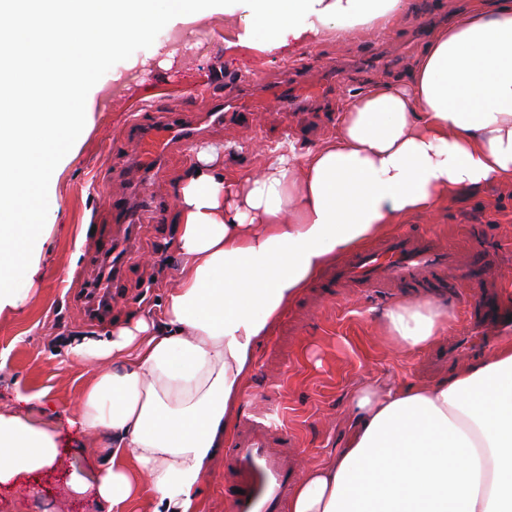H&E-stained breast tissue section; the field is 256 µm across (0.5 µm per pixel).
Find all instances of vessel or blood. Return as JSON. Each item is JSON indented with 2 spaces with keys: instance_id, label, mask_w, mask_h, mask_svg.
I'll return each instance as SVG.
<instances>
[{
  "instance_id": "obj_1",
  "label": "vessel or blood",
  "mask_w": 512,
  "mask_h": 512,
  "mask_svg": "<svg viewBox=\"0 0 512 512\" xmlns=\"http://www.w3.org/2000/svg\"><path fill=\"white\" fill-rule=\"evenodd\" d=\"M189 138L188 129L174 123L165 127L148 125L134 162L139 165L148 159L158 160L166 142ZM485 264L481 246H474L469 264L460 265L453 250L433 236L395 234L383 239L378 247L352 253L330 269L320 285L331 297L344 282L429 288L449 272L455 280L469 284L481 281ZM463 302L465 313L481 323L493 324L501 317L495 295L468 294ZM244 419L245 426L224 452V501L228 512H284L299 480L288 454L296 447L297 437L288 428L266 425L261 415L249 412Z\"/></svg>"
}]
</instances>
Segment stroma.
<instances>
[{"label":"stroma","instance_id":"stroma-1","mask_svg":"<svg viewBox=\"0 0 512 512\" xmlns=\"http://www.w3.org/2000/svg\"><path fill=\"white\" fill-rule=\"evenodd\" d=\"M470 2L402 0L386 31L372 35L354 30L342 38L323 34L272 52L235 45V21L217 14L206 21L211 35L199 47L193 44L195 24L178 26V40L163 46L170 67H161L159 58L137 43L117 57L120 70L136 71L137 80L98 97L90 131L73 145L71 162L64 167L51 163L44 170L45 178L56 186L58 208L48 219L41 280L22 311L0 314V410L68 434L65 413L78 405L83 385L98 371L111 368L112 362H67L66 345L74 339L111 335L114 325L129 316L155 315L159 300L176 286L175 190L200 150L223 148L225 171L257 177L263 172L267 147L288 141L302 150L318 146L334 135L356 94L376 82L404 79L433 28L447 25ZM187 43L193 45L192 53H184ZM234 73L252 74L259 83L225 115L223 124L202 130L190 147L171 146L145 171L133 167L141 136L134 116L150 108L160 120L170 121L206 111L208 100L189 98V89L223 90ZM333 80L348 81L349 86L322 93V86ZM285 89L310 97V104L285 111L277 101ZM114 195L127 196L135 215L131 227L114 222ZM394 230L435 234L463 262L473 245L481 244L494 277L503 282L500 298L512 297L511 185L490 183L461 190L432 213L406 218ZM110 236L122 253L121 270L111 278V305L93 319L85 302L112 268L99 253ZM463 289V284H453L438 298L446 321L440 341L408 353L388 337L384 315L399 304L423 305L418 289L364 285L341 289L329 302L318 282H311L273 335L258 345L241 409H271L277 424L297 434V467L323 463L346 442L350 397L357 386L430 384L452 374L451 366L428 371L424 364L447 351L452 337L471 334L456 299ZM39 390L46 391L45 400H30V393ZM107 442L100 434L76 437L64 449L56 472L1 490L0 512H107V504L69 498L61 488L62 473L76 469L94 477L100 460L90 451Z\"/></svg>","mask_w":512,"mask_h":512}]
</instances>
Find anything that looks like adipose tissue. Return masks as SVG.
<instances>
[{"label":"adipose tissue","instance_id":"adipose-tissue-1","mask_svg":"<svg viewBox=\"0 0 512 512\" xmlns=\"http://www.w3.org/2000/svg\"><path fill=\"white\" fill-rule=\"evenodd\" d=\"M401 0H0V313L26 305L40 271L44 216L56 208L41 170L63 157L88 114L79 99L122 74L105 61L157 25L221 13L239 45L279 50L324 33L384 28ZM63 31L67 69L46 51ZM38 51L48 92L27 80ZM178 191V284L161 319L140 317L111 339H76L68 361L118 359L66 415L108 431L94 482L70 472L72 496L112 512H202L199 486L234 431L258 343L327 265L401 219L460 190L512 185V0L475 7L441 30L407 82L377 83L344 112L335 135L298 152L266 150L261 176L228 177L200 154ZM387 330L409 352L443 330L433 304L398 305ZM57 431L0 410V487L54 469ZM290 512H512V338L439 381L352 395L348 439L306 468Z\"/></svg>","mask_w":512,"mask_h":512}]
</instances>
